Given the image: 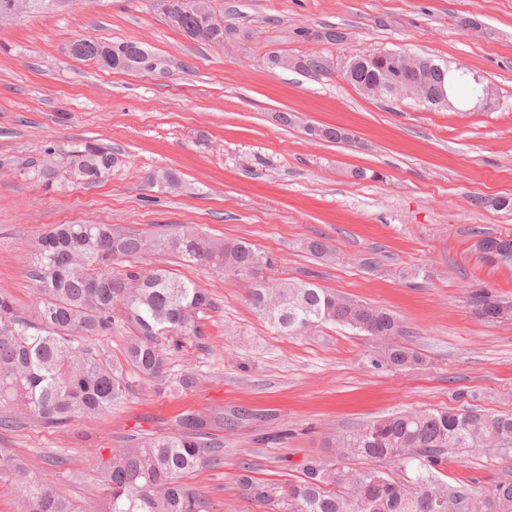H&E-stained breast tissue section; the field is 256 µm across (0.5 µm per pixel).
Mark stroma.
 Masks as SVG:
<instances>
[{"mask_svg":"<svg viewBox=\"0 0 512 512\" xmlns=\"http://www.w3.org/2000/svg\"><path fill=\"white\" fill-rule=\"evenodd\" d=\"M231 41L189 38L159 0H74L71 7L0 21V292L23 313L38 290L34 244L57 224H111L146 233L195 225L277 256L279 278L303 279L385 308L423 364L374 367L381 346L365 333L325 325L298 336L275 332L247 305L237 280L195 265L178 275L212 294L202 340L169 351L168 381L128 372L125 400L63 428L29 419L0 429V451L56 483L82 512H104L87 461L149 435L174 433L185 412L248 411L214 429L224 462L195 472L191 487L215 512H270L238 485L242 472L280 497L310 457L334 459V434L406 410L469 407L512 414V320L488 321L471 301L482 289L512 301V265L492 263L479 235L512 236V0H214ZM336 27L339 42L299 37ZM136 39L170 61L167 73L112 71L72 58V40ZM405 51L480 76L494 108L467 89L456 107L411 98L384 102L344 77L350 57ZM315 52L330 77L271 68L268 56ZM295 115L294 125L277 120ZM335 125L351 142L311 140L305 125ZM88 141L109 145L101 184L47 188L26 168L45 150ZM176 171L180 189L147 187V171ZM357 169L366 178L354 177ZM322 238L325 263L304 248ZM375 266H367V258ZM187 373L192 387L179 386ZM512 476V455L482 449L449 457L448 487L477 493Z\"/></svg>","mask_w":512,"mask_h":512,"instance_id":"obj_1","label":"stroma"}]
</instances>
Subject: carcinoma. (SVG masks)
<instances>
[{"label":"carcinoma","instance_id":"1","mask_svg":"<svg viewBox=\"0 0 512 512\" xmlns=\"http://www.w3.org/2000/svg\"><path fill=\"white\" fill-rule=\"evenodd\" d=\"M204 10L180 14L177 28L200 42L220 44V17L213 0H203ZM76 59L93 60L112 70L126 71L157 56L139 41L103 44L80 37L70 45ZM355 87L365 95L386 98L384 83L393 62L378 52L356 55ZM428 80L437 95L423 103L451 106L450 96L466 80L467 72L451 71L429 60ZM330 60L316 54L302 73L319 79L327 76ZM112 171V152L88 141L57 157L48 150L26 177L52 186L59 182L96 184ZM151 188L174 191L181 187L178 174L167 168L149 172ZM488 245L512 263V239L487 236ZM325 261L335 250L321 238L305 244ZM169 255L202 266L216 274L237 277L250 274L254 288L249 304L259 315L272 294L282 309L273 322L278 332L297 335L306 323L339 324L373 336L394 329L395 317L385 309L336 294L312 280L272 276L277 259L240 239H214L193 225L169 234H142L110 224H57L38 239L30 266L41 300L28 318L18 315L9 294L0 292V427L21 418L36 417L48 427H64L83 417H95L123 400L129 387L120 366H113L86 350L81 341L105 336L119 321L135 330L127 363L137 375L164 377L167 350L160 343L177 346L183 340L203 338L201 320L214 309L213 298L196 281L182 279L168 268L130 266L121 276L108 271L116 261L129 262L143 255ZM142 288H126L132 279ZM472 304L486 319L497 298L482 290ZM422 363L411 348L398 344L372 360L376 367L410 368ZM236 422L224 421V411L188 412L178 419L177 432L144 436L124 448H113L108 458L88 460L100 475L106 498L105 512H210V502L186 483L200 468L224 460V449L210 438V429ZM493 440L512 451V415L476 414L471 411H405L390 414L337 436L335 454L340 460H381L407 465L418 461L416 475L405 483L391 480L375 469L349 470L350 482L337 492L336 480L325 476L331 461L313 458L303 466V478L288 486L282 500L274 501L267 486L247 474L239 484L244 494L266 502L279 512H433L431 495L439 489L437 473L448 451L481 447ZM0 481L14 485L23 495L24 512H77L73 502L54 484L33 476L15 457L0 453ZM486 497L508 504L512 512V478L499 480Z\"/></svg>","mask_w":512,"mask_h":512}]
</instances>
